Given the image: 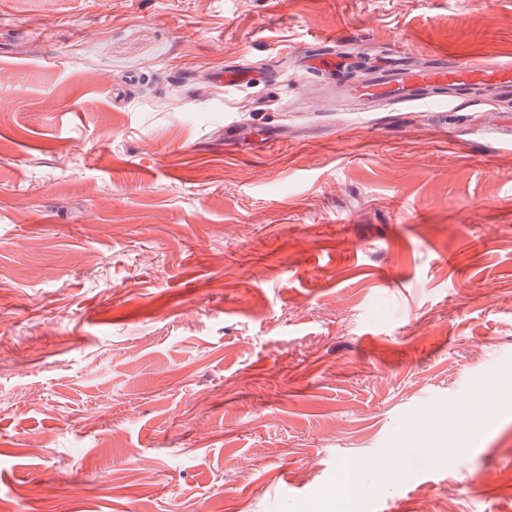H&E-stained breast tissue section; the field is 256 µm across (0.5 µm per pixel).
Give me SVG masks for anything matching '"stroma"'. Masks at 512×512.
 Masks as SVG:
<instances>
[{"mask_svg": "<svg viewBox=\"0 0 512 512\" xmlns=\"http://www.w3.org/2000/svg\"><path fill=\"white\" fill-rule=\"evenodd\" d=\"M332 34L507 63L512 0H0V512H512V99L337 111ZM337 39L336 36L316 37L297 52L310 74L328 80L336 79V75L349 66L351 58L336 55L335 50L328 53H316L310 48L312 42L332 44ZM255 71L240 68L237 65H220L210 72L211 78L219 83H238L255 79Z\"/></svg>", "mask_w": 512, "mask_h": 512, "instance_id": "35a3bbf8", "label": "stroma"}]
</instances>
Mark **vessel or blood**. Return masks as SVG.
<instances>
[{
    "label": "vessel or blood",
    "mask_w": 512,
    "mask_h": 512,
    "mask_svg": "<svg viewBox=\"0 0 512 512\" xmlns=\"http://www.w3.org/2000/svg\"><path fill=\"white\" fill-rule=\"evenodd\" d=\"M298 55L310 74L328 80L350 64L348 58L335 52L317 53L307 46L302 47ZM210 76L221 83H238L254 79L255 73L223 64L213 69ZM475 85L512 95V65L455 59L433 68L419 69L390 59L373 65L362 84L346 86L336 107L342 112H357L371 104L420 110L444 108L453 104V91Z\"/></svg>",
    "instance_id": "obj_1"
}]
</instances>
